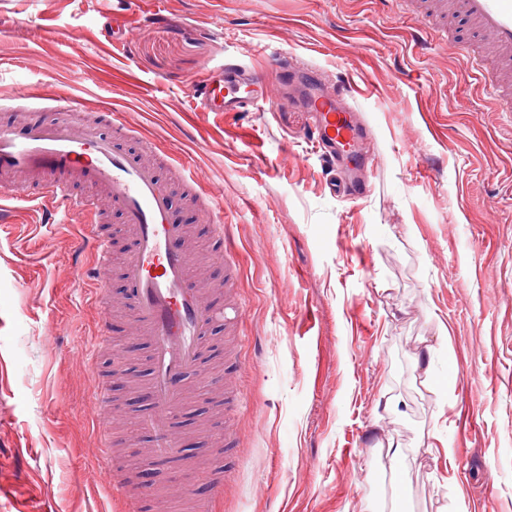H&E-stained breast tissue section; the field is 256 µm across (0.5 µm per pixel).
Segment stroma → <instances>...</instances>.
I'll use <instances>...</instances> for the list:
<instances>
[{"label":"stroma","instance_id":"35a3bbf8","mask_svg":"<svg viewBox=\"0 0 512 512\" xmlns=\"http://www.w3.org/2000/svg\"><path fill=\"white\" fill-rule=\"evenodd\" d=\"M112 3L0 0V99L53 84L120 109L223 188L251 365L237 451L217 452L219 398L180 419L197 464L234 473L215 512H512V114L485 106L458 55L420 54L414 22L380 0H161L170 25L139 20L120 50L102 32ZM270 51L360 85L349 103L377 153L368 197L329 193L334 173L288 103L196 111L203 61ZM127 70L138 89L113 82ZM177 217L204 279L223 285L210 225ZM75 231L20 201L0 223V512L35 496L124 512L89 480L83 339L101 314L72 292ZM137 417L121 415L114 451L134 474ZM390 436L408 467L380 448Z\"/></svg>","mask_w":512,"mask_h":512}]
</instances>
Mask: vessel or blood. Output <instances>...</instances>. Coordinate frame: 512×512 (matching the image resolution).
Segmentation results:
<instances>
[{
    "instance_id": "b4317fda",
    "label": "vessel or blood",
    "mask_w": 512,
    "mask_h": 512,
    "mask_svg": "<svg viewBox=\"0 0 512 512\" xmlns=\"http://www.w3.org/2000/svg\"><path fill=\"white\" fill-rule=\"evenodd\" d=\"M108 17L104 36L115 46L129 39L132 27L124 9L129 0ZM417 17L452 20L472 30L476 40L495 48V55L476 52L461 44L467 72L488 76L490 103L495 111L512 112V95L497 75L512 67V0H409ZM202 78L195 90L199 112H248L274 104L282 90H289L301 111L309 116L305 138L323 161L344 171L354 183L357 197L369 195L367 182L358 173L372 166L376 153L366 123L346 102L350 79L338 80L333 89L322 87L317 70L300 78L289 75L288 59L280 53L266 55L263 64L251 67L235 60L222 65L203 63ZM17 108L38 111V118L22 128L0 125V191L18 194L44 207L47 223L68 224L83 216L82 233L75 240L81 264L75 273L86 286L88 300L108 310L112 299L106 288L114 243L98 226L107 218L100 201L119 212L131 233L125 257L119 265L125 295L131 306V340H144L148 350L147 399L140 427L153 458L170 457L182 447L183 435L173 425V414L190 392H208L211 378L203 376L208 348L207 330L216 317L237 323L239 304L218 308L205 283L197 275L188 246L186 225L170 214L176 204L171 183L179 181L185 201L197 210L213 230L214 260H223L224 194L217 186H203L197 167L176 158L172 149L161 148L149 137H135L124 113L105 111L78 123L69 114L78 107L74 96L51 85H19L13 97ZM93 188L91 196H78L71 184ZM108 321L99 322L87 342L89 379L101 444L97 450L101 474L108 490L124 501L127 512H142L156 495L155 489L136 480L112 457L110 374L99 361L105 352ZM242 390L224 386V430L219 440H236L235 411Z\"/></svg>"
}]
</instances>
